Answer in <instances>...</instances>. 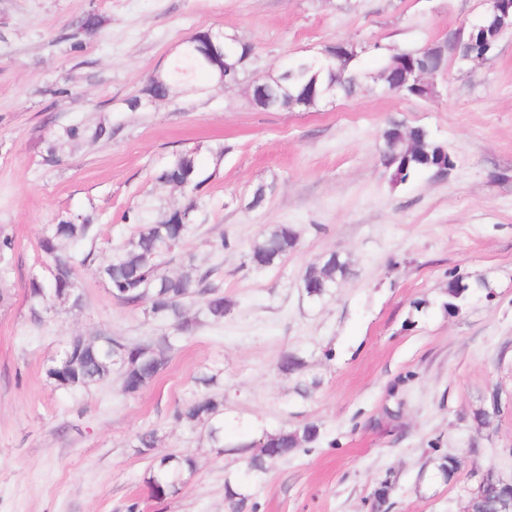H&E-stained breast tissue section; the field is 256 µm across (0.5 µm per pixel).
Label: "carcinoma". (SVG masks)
I'll return each instance as SVG.
<instances>
[{
  "label": "carcinoma",
  "mask_w": 512,
  "mask_h": 512,
  "mask_svg": "<svg viewBox=\"0 0 512 512\" xmlns=\"http://www.w3.org/2000/svg\"><path fill=\"white\" fill-rule=\"evenodd\" d=\"M102 18L95 9L88 10L75 24L70 39L72 48L83 47L86 41L100 35ZM217 37L212 31H198L187 37L185 49L176 55L169 67L158 76H150L140 95L129 100V107L137 109L140 97L169 98L172 89L180 86L183 91L200 94L205 86L203 77L214 78L215 67L208 60L209 37ZM356 51L345 44V51L338 56L333 71L312 72L301 81H312L325 89L336 87V93L350 96L361 86L363 76L352 64ZM416 65L424 62L416 51L400 52L383 59L381 69L394 71L398 65ZM114 128L99 123L87 126L70 123L57 128L48 142L44 161L48 164L60 160L64 152L76 148L82 142L112 137ZM383 161L391 172L392 182L402 185L428 171H436L448 163V148L419 127L393 124L382 132ZM156 181L170 186H182L188 203L182 209H165L154 222L140 226L136 234L126 242L110 249L107 260L97 267L99 276L107 283L112 297L128 306L145 305V310L155 320L169 323L177 333L190 334L198 320L186 317L184 301L195 295L207 294L206 318L221 322L232 312L234 303L219 292L213 267L202 274L187 271L177 275L161 272L164 264L177 257L176 251L191 230V225L181 223L179 212L196 209L195 192L205 182L198 161L192 151H182L167 162L156 175ZM99 237L98 225L90 215H62L54 224L45 227L40 239L41 251L49 259V277H33L27 286V298L33 316L48 310L54 303L68 302L73 309L84 306V295L75 278V264L94 261ZM298 236L292 227L280 224L274 230L262 234L253 241L248 262L256 268H269L280 263L296 249ZM349 274L347 262L331 253L323 264H312L304 272L302 284L306 296L320 300L329 293L338 280ZM484 288L486 284H471L460 277L448 281V308H457L466 298L469 289ZM173 342L162 336L147 344H128L119 336L102 334L93 340L82 342L68 337L56 356L45 368V375L57 386L71 392L89 388L107 379L112 366L122 368V388L127 394H136L154 380L170 361ZM304 361L295 354H283L277 367L284 374H294L302 369ZM173 419L194 427L208 426L207 435L213 445L224 447V398L207 394L177 407ZM318 439V428L306 423L292 431L264 432L257 439H242L230 444L232 448H259L260 455L249 462L254 474L263 473L270 461L288 457L300 448H311ZM197 460L188 454L169 455L161 458L148 477L147 484L157 482L166 486V494L176 492L184 477L193 474Z\"/></svg>",
  "instance_id": "cac0c4a2"
}]
</instances>
